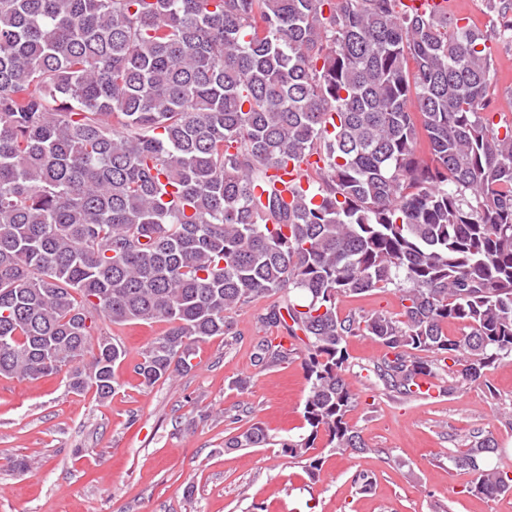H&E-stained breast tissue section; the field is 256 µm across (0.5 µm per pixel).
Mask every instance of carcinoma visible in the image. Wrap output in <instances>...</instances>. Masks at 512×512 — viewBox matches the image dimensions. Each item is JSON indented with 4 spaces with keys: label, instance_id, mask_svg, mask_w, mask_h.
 I'll return each mask as SVG.
<instances>
[{
    "label": "carcinoma",
    "instance_id": "cac0c4a2",
    "mask_svg": "<svg viewBox=\"0 0 512 512\" xmlns=\"http://www.w3.org/2000/svg\"><path fill=\"white\" fill-rule=\"evenodd\" d=\"M486 41L403 0H0V376L105 400L125 349L98 322H163L135 366L153 386L281 292L257 323L290 346L254 359H302L309 434L253 423L224 447L313 477L321 435L371 451L348 337L386 349L373 373L404 399L482 381L512 358V121ZM313 155L317 188L287 197L279 172ZM389 289L395 315L339 311ZM497 452L477 431L448 462L494 499Z\"/></svg>",
    "mask_w": 512,
    "mask_h": 512
}]
</instances>
